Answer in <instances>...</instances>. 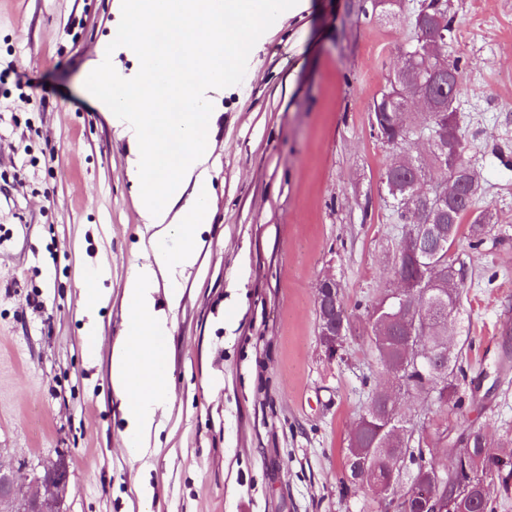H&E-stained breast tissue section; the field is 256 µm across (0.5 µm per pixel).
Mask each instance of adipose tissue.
<instances>
[{
    "mask_svg": "<svg viewBox=\"0 0 512 512\" xmlns=\"http://www.w3.org/2000/svg\"><path fill=\"white\" fill-rule=\"evenodd\" d=\"M117 37L87 61L85 95L114 119L128 143L125 175L143 235V261L123 286L124 331L112 346L110 379L130 453H143L169 410L171 311L197 265L213 219L209 160L224 83L237 71L231 45L295 14L297 0H118ZM133 62L114 69L115 52ZM102 272L83 274L84 349H99Z\"/></svg>",
    "mask_w": 512,
    "mask_h": 512,
    "instance_id": "adipose-tissue-1",
    "label": "adipose tissue"
}]
</instances>
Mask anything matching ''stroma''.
Listing matches in <instances>:
<instances>
[{
	"label": "stroma",
	"mask_w": 512,
	"mask_h": 512,
	"mask_svg": "<svg viewBox=\"0 0 512 512\" xmlns=\"http://www.w3.org/2000/svg\"><path fill=\"white\" fill-rule=\"evenodd\" d=\"M116 0H0V466L25 486L65 460L64 512H372L344 489L343 457L386 383L362 340L403 228L384 201L391 149L370 105L411 40L403 10L302 0L262 27L224 85L213 130V220L173 314L171 409L132 457L112 392L123 283L140 225L127 142L83 93L84 62L113 35ZM457 118L496 226L458 249L457 322L477 403L460 414L512 437V0H451ZM106 267L96 358L78 282ZM334 278L354 321L342 358L318 336ZM155 488L140 506L134 486Z\"/></svg>",
	"instance_id": "35a3bbf8"
}]
</instances>
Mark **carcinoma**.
<instances>
[{
    "label": "carcinoma",
    "instance_id": "carcinoma-1",
    "mask_svg": "<svg viewBox=\"0 0 512 512\" xmlns=\"http://www.w3.org/2000/svg\"><path fill=\"white\" fill-rule=\"evenodd\" d=\"M412 26L415 39L403 46L412 78H387L370 111L384 143L395 148L383 175L393 212L403 224L401 205L422 206L428 212V224L436 230V236L421 243L416 253L408 237L402 236L391 257L393 277H404L412 288L423 278L425 266L438 265L442 278L423 316L415 315L408 301L403 307L396 304L391 297L393 288L383 289L371 304L369 333L364 339L384 372H393L400 385L408 380L410 390L403 391L404 395L430 398L435 409L410 418L399 409L397 396L373 391L348 440L344 466L349 472L355 463L364 465L368 473L364 491L382 512L393 504L391 485L401 483L407 460L415 466V473L397 504L403 512H427L414 496L415 489L424 485L434 499L446 502L447 512H489L495 490H506L512 482V439L495 443L481 427L458 417L462 404L459 376L464 374L461 362L469 339L450 346L448 367L442 366L439 357L429 363L424 376L413 367L416 340H423L431 350L438 348L448 342V326L459 315L466 275L452 247L457 244L461 224L469 221V242L476 248L494 229V216L489 210L474 212L475 194L459 186L468 161L465 136L451 102L460 93V81L450 88L448 74H430L439 59L447 57L446 42H432L427 56H420L418 49L423 47L426 31L415 19ZM411 87L428 88L437 97L438 114L428 116L434 128V146L426 158L413 156L407 148L416 134L407 113L393 118L392 108L402 106ZM428 441L442 448L439 461L433 464L423 458V444Z\"/></svg>",
    "mask_w": 512,
    "mask_h": 512
}]
</instances>
